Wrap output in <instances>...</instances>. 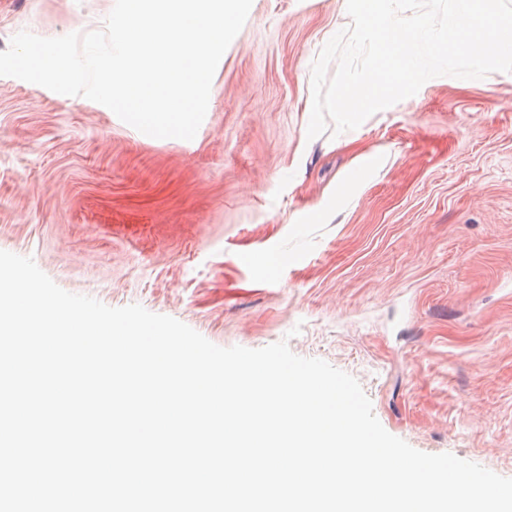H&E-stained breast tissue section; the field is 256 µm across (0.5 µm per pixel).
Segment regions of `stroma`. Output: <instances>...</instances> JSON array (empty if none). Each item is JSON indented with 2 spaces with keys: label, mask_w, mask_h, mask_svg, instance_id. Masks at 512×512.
<instances>
[{
  "label": "stroma",
  "mask_w": 512,
  "mask_h": 512,
  "mask_svg": "<svg viewBox=\"0 0 512 512\" xmlns=\"http://www.w3.org/2000/svg\"><path fill=\"white\" fill-rule=\"evenodd\" d=\"M114 3L0 0V51ZM349 25L346 0H253L191 140L0 76V250L221 347L287 341L390 434L512 478V73L308 139L311 66Z\"/></svg>",
  "instance_id": "obj_1"
}]
</instances>
